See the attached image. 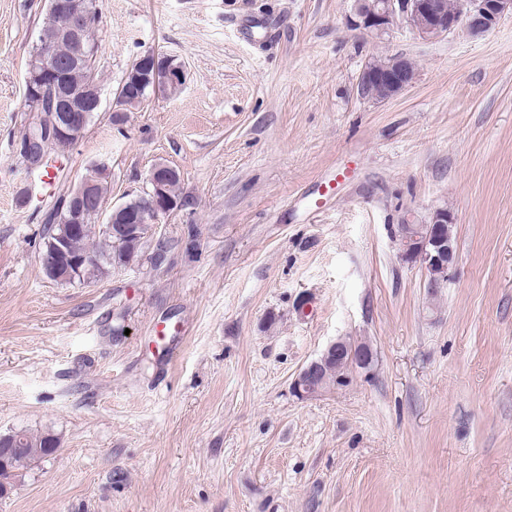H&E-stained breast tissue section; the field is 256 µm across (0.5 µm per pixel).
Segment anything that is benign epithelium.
Listing matches in <instances>:
<instances>
[{"instance_id": "7a95c632", "label": "benign epithelium", "mask_w": 512, "mask_h": 512, "mask_svg": "<svg viewBox=\"0 0 512 512\" xmlns=\"http://www.w3.org/2000/svg\"><path fill=\"white\" fill-rule=\"evenodd\" d=\"M49 10L68 17L66 28L60 33L62 41L70 47V57L76 66L84 63L91 43L86 34L92 30V16L83 0H49ZM512 14V0H461L456 14H448L445 0H355L349 23L366 33L382 35L393 27L403 25L423 40H435L463 29L471 35L492 30L505 15ZM129 83L121 84L114 102L125 96L142 92L147 87L156 91L160 87L182 88L186 82L184 65L170 56L149 52L128 69ZM416 75L406 61L397 59L379 69L365 65L358 80V91L374 86L384 102L410 88ZM26 96L40 101L49 112V123L43 126L44 137L28 140L22 154L34 161L44 159V146L50 143L65 147L77 141L87 127L91 115L101 110V96L97 79L91 75L75 85L62 72L55 47L46 44L39 51L31 73L26 78ZM176 176L172 167L156 164L150 171L143 196L142 208L134 213L125 204L109 205L108 200L95 195L92 174L84 175L69 193L66 221L76 231L82 224L102 221L115 234L133 232L141 225L158 223L161 216L179 207L168 194L169 182ZM453 223L448 210H435L424 224L406 226L402 239L403 257L417 263L425 271L427 288H439L448 280L455 263V249L444 225ZM367 367L372 362L371 351L356 347L340 338L331 343L320 358L306 365L293 381V389L303 398L321 393L323 375L333 361Z\"/></svg>"}]
</instances>
